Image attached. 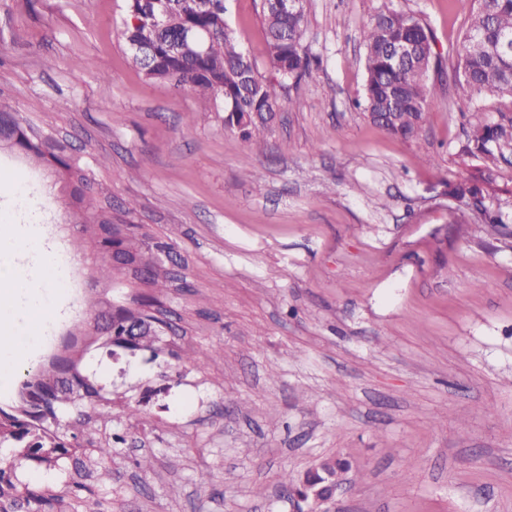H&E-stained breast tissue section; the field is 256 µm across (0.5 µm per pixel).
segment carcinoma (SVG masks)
Instances as JSON below:
<instances>
[{"mask_svg":"<svg viewBox=\"0 0 512 512\" xmlns=\"http://www.w3.org/2000/svg\"><path fill=\"white\" fill-rule=\"evenodd\" d=\"M267 52L281 81L299 80L314 58L304 46L303 10H288L284 0H262ZM123 36L134 65L153 83L187 88L224 113V127L244 142H253L274 123L277 102L270 86L257 75L251 59L238 47L224 19V0H126ZM512 36V0H478L460 47L456 50V76L471 97L512 98V49L501 38ZM366 71L364 111L389 132L402 137L417 134L432 96L429 72L438 54L429 29L414 15L386 9L362 31ZM406 40L412 56L401 66L391 60V48ZM0 131L14 152L40 160L53 183L68 191L73 223L82 225L72 239L75 251L85 244L110 246L122 254L123 266L142 286L162 291L173 281L165 270L153 269L148 249L170 251L167 243L146 244L141 225L112 214V195L103 190L94 169L68 145L40 132L0 103ZM465 155L483 161L477 173L452 186L450 193L482 213L489 224L502 216L487 210L484 199L496 181V167L512 154V118L477 125L467 134ZM97 281L110 282L119 267L112 256L102 255L93 266ZM159 304L149 293L138 296L137 307H112V321L135 320L154 329H173L172 323L152 312ZM100 343L115 354L112 337L100 325L93 332L83 324L70 330L63 352L52 356L49 368L23 381L19 399L0 406V447L17 448L26 458L48 469L73 456L90 453L93 461L112 457L123 437L111 432L97 435V422H112L111 393L96 385L67 352L87 342ZM137 351L156 356L163 351L162 337L146 331L138 336ZM341 459H329L308 470L302 482L318 489L336 483L347 469ZM75 469L70 483L25 488L11 465L0 464V512H15L24 501L29 512H99L101 502Z\"/></svg>","mask_w":512,"mask_h":512,"instance_id":"cac0c4a2","label":"carcinoma"}]
</instances>
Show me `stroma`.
Masks as SVG:
<instances>
[{
  "mask_svg": "<svg viewBox=\"0 0 512 512\" xmlns=\"http://www.w3.org/2000/svg\"><path fill=\"white\" fill-rule=\"evenodd\" d=\"M224 5L278 102L252 143L191 91L144 78L124 0H0V101L95 162L114 209L170 242L187 281L159 297L176 333L158 358L84 360L125 437L104 512H296L283 475L333 457L351 465L339 512H512V164L485 200L502 223L448 193L480 165L461 151L471 127L512 116V99L476 104L454 80L473 0H304L316 63L296 85L270 65L261 0ZM389 8L417 16L441 59L413 138L355 106L361 31ZM66 202L42 166L0 150V221L41 228L18 263L50 252L69 270L58 318L23 325L42 341L16 382L89 300L134 292L123 272L104 291L75 257Z\"/></svg>",
  "mask_w": 512,
  "mask_h": 512,
  "instance_id": "1",
  "label": "stroma"
}]
</instances>
